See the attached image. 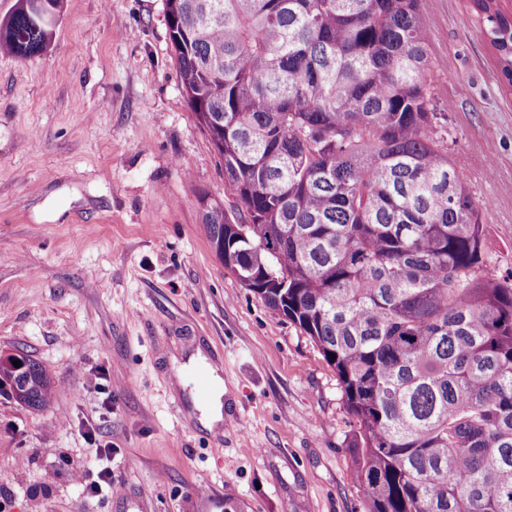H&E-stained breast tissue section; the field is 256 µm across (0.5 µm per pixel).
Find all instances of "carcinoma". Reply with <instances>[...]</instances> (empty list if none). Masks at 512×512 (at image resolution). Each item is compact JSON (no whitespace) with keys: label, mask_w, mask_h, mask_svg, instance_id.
Returning <instances> with one entry per match:
<instances>
[{"label":"carcinoma","mask_w":512,"mask_h":512,"mask_svg":"<svg viewBox=\"0 0 512 512\" xmlns=\"http://www.w3.org/2000/svg\"><path fill=\"white\" fill-rule=\"evenodd\" d=\"M15 0L0 51L55 31ZM182 93L241 205L217 258L317 346L359 429L368 512H512V273L449 160L419 0H166ZM512 88V15L473 0ZM44 405L33 359L0 388Z\"/></svg>","instance_id":"cac0c4a2"}]
</instances>
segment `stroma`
<instances>
[{
    "instance_id": "35a3bbf8",
    "label": "stroma",
    "mask_w": 512,
    "mask_h": 512,
    "mask_svg": "<svg viewBox=\"0 0 512 512\" xmlns=\"http://www.w3.org/2000/svg\"><path fill=\"white\" fill-rule=\"evenodd\" d=\"M450 161L469 168L490 273L512 270V90L471 0H419ZM239 208L182 94L165 0H66L51 44L0 53V353L54 381L39 409L0 396L5 512H368L335 371L213 253L199 199ZM224 378L202 428L191 374ZM93 431L96 441L84 434ZM102 466L117 493L85 497ZM211 392L206 404H195V409L199 413L198 421L209 431L218 427L223 421L224 410V380L217 368L210 366Z\"/></svg>"
}]
</instances>
